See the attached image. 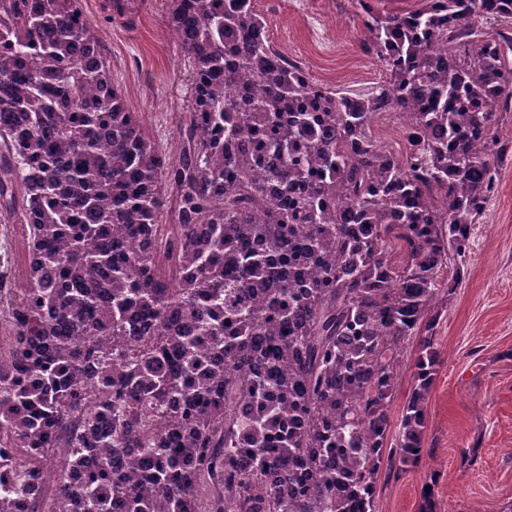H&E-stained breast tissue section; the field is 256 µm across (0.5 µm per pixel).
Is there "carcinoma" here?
Listing matches in <instances>:
<instances>
[{"label":"carcinoma","mask_w":512,"mask_h":512,"mask_svg":"<svg viewBox=\"0 0 512 512\" xmlns=\"http://www.w3.org/2000/svg\"><path fill=\"white\" fill-rule=\"evenodd\" d=\"M167 2L192 68L170 161L76 0H0V213L28 253L3 310L0 512H376L381 477L431 457L440 271L496 189L512 0H355L388 76L355 96L273 64L254 0ZM399 106L403 153L368 134ZM49 468L54 499L30 501ZM413 386L412 373L408 368L403 367L398 381L394 400L390 407V417L394 425H396L402 408L409 397Z\"/></svg>","instance_id":"cac0c4a2"}]
</instances>
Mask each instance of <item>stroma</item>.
Returning <instances> with one entry per match:
<instances>
[{
	"mask_svg": "<svg viewBox=\"0 0 512 512\" xmlns=\"http://www.w3.org/2000/svg\"><path fill=\"white\" fill-rule=\"evenodd\" d=\"M107 0H84L83 16L115 85L139 112L159 151L176 157L187 123L190 68L166 22L165 0H148L136 28L105 24ZM271 45L339 91H366L386 73L363 47L351 0H256ZM497 190L478 224L458 286L442 300L424 445L429 465L381 479L377 512H419L427 469L439 512H498L512 501V112ZM469 464H461V451Z\"/></svg>",
	"mask_w": 512,
	"mask_h": 512,
	"instance_id": "1",
	"label": "stroma"
}]
</instances>
